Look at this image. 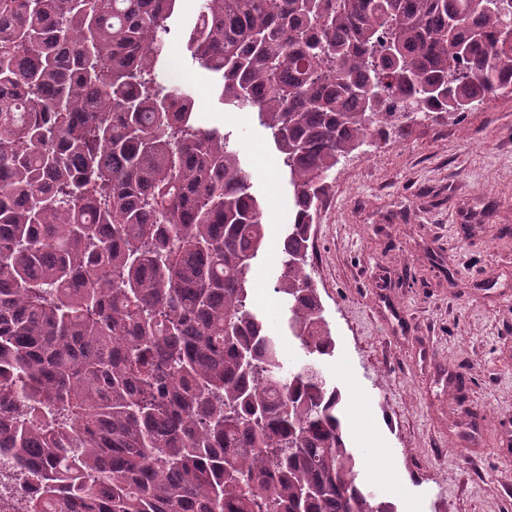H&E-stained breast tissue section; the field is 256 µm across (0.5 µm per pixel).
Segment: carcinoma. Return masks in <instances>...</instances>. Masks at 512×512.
Listing matches in <instances>:
<instances>
[{"label":"carcinoma","instance_id":"1","mask_svg":"<svg viewBox=\"0 0 512 512\" xmlns=\"http://www.w3.org/2000/svg\"><path fill=\"white\" fill-rule=\"evenodd\" d=\"M180 0H0V494L19 512H395L358 480L310 266L342 159L512 92L489 0H200L183 52L293 187L274 284L230 134L162 84Z\"/></svg>","mask_w":512,"mask_h":512}]
</instances>
